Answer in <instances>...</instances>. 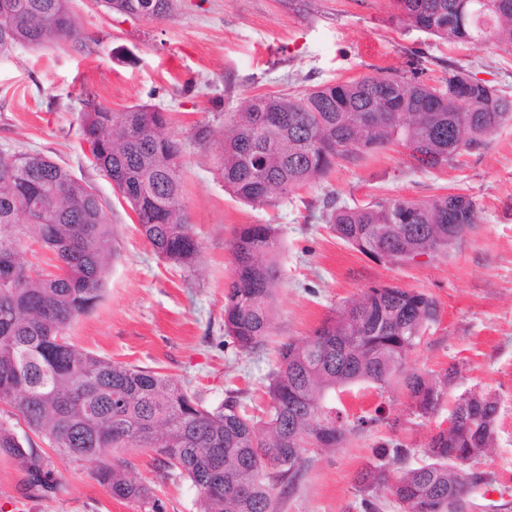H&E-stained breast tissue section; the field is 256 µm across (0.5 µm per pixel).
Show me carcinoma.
Returning a JSON list of instances; mask_svg holds the SVG:
<instances>
[{
  "mask_svg": "<svg viewBox=\"0 0 512 512\" xmlns=\"http://www.w3.org/2000/svg\"><path fill=\"white\" fill-rule=\"evenodd\" d=\"M407 29L453 43L512 42V0H393ZM109 12L160 20L171 0H96ZM69 0H0V51L76 40ZM419 59L407 69L315 86L297 94L250 100L224 125L220 173L224 188L252 206H272L328 176L398 145L424 169H444L461 152L486 146L512 120V99L481 80L450 70L431 86L419 80ZM83 139L100 144L91 165L135 215L155 254L191 268L200 245L183 200L182 148L164 110L137 105L113 112L88 97ZM321 220L365 256L396 263L449 248L479 216L462 193L425 200L382 199L349 206L333 196ZM112 225L95 189L38 152L0 151V402L27 433L0 422V453L23 469L28 495L54 487L37 436L63 457L88 465L112 498L162 512L152 487L128 478L124 454L147 449L159 467L198 489L197 512H274L276 485L291 480L308 448H335L347 419L330 393L364 383L380 391L400 379L415 412L431 414L458 374L406 369L409 353L439 316L436 300L419 291L372 287L327 316L303 341L280 344L268 374L263 416L241 412L235 397L203 407L170 376L88 354L67 331L102 297L116 251ZM37 244L54 255L49 271L22 258ZM282 241L270 224H245L231 242L224 289V334L243 352L263 348L281 280ZM453 431L428 442V463L393 475L410 449L375 451L356 473L364 512L388 489L410 512H461L481 478L459 482L457 455L479 459L492 445L498 401L476 394Z\"/></svg>",
  "mask_w": 512,
  "mask_h": 512,
  "instance_id": "cac0c4a2",
  "label": "carcinoma"
}]
</instances>
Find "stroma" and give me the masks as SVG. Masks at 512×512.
<instances>
[{
    "label": "stroma",
    "mask_w": 512,
    "mask_h": 512,
    "mask_svg": "<svg viewBox=\"0 0 512 512\" xmlns=\"http://www.w3.org/2000/svg\"><path fill=\"white\" fill-rule=\"evenodd\" d=\"M162 20L112 13L95 0H72L75 41L0 52V149L38 152L95 188L116 233L112 263L97 307L68 331L79 349L173 377L215 409L227 396L261 415L275 349L302 340L332 310L380 285L424 292L439 305L407 358V369L443 375L458 364L436 410L414 413L401 384H357L330 401L350 419L369 418L333 451L308 449L290 484L277 486V512H363L355 474L374 449L403 444L407 467L426 463L428 438L460 395L494 393V445L469 472L482 482L463 512H512V121L484 149L443 170L416 166L392 146L331 174L273 206L252 207L224 188L217 148L224 122L259 94H294L315 85L405 68L421 58V79L436 84L460 68L512 97V45L451 43L403 28L392 0H173ZM112 111L154 105L171 117L183 145L184 201L201 253L185 269L159 258L140 234L112 184L94 169L83 142L85 95ZM457 188L470 195L479 222L451 249L409 263L367 257L329 230L324 200L363 203L427 198ZM244 224H271L283 242L281 282L271 336L245 353L224 334V285L230 243ZM57 487L25 496L23 471L0 455V512H143L113 500L88 467L49 453ZM131 478L151 485L163 512H196L188 479L158 468L151 453L130 454Z\"/></svg>",
    "instance_id": "35a3bbf8"
}]
</instances>
